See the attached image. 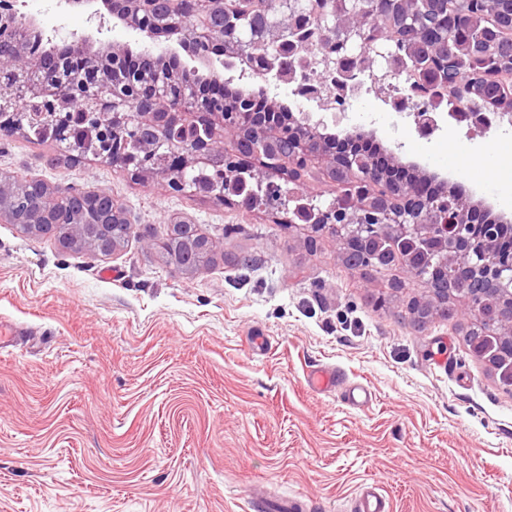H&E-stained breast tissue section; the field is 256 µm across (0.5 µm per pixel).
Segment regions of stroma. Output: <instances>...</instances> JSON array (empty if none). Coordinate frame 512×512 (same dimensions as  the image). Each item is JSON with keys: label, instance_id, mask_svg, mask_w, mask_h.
<instances>
[{"label": "stroma", "instance_id": "1", "mask_svg": "<svg viewBox=\"0 0 512 512\" xmlns=\"http://www.w3.org/2000/svg\"><path fill=\"white\" fill-rule=\"evenodd\" d=\"M47 35L86 15L23 0ZM360 126L403 162L463 184L512 223V149L366 102ZM0 172L104 189L154 238L187 221L213 244L192 272L130 238L112 255L63 249L0 222V512H350L377 482L391 512H512V390L475 358L462 313L416 325L423 293L392 268L362 276L336 238L262 209L65 160L56 143L0 137ZM337 366L372 393L350 407L308 373Z\"/></svg>", "mask_w": 512, "mask_h": 512}]
</instances>
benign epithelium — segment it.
<instances>
[{
    "label": "benign epithelium",
    "instance_id": "1",
    "mask_svg": "<svg viewBox=\"0 0 512 512\" xmlns=\"http://www.w3.org/2000/svg\"><path fill=\"white\" fill-rule=\"evenodd\" d=\"M17 2L0 0V102L32 101L53 141L68 142L75 125L87 124L96 134L94 152L134 179L142 177L143 167L166 147L184 160L183 171L167 182L177 193L188 190L183 172L195 166L212 169L210 191L218 199L226 193L241 194L249 182L252 189L239 201L241 206L294 203L293 213L312 232L308 246L314 247L316 238L326 232L341 233L342 240L353 245L347 256L361 273L397 266L419 281L422 270L450 265L455 269V282L446 288L425 284V295L411 298L407 310L415 321L424 323L448 316V302L461 300L475 323L467 335L485 362L494 368L498 360L512 359V265L502 266L494 259L501 217L479 220V205L455 198L446 187L422 193L419 182L433 180L429 175L397 181L389 170L402 161L393 150L366 167L364 157L353 151L330 153L327 144L332 134L323 115L315 120L310 112H290L283 126L264 122V113L256 112L255 124L244 131L237 127L236 113L224 111L223 101L198 93L201 83H223L224 27L214 26L213 18L224 13H262L268 0H167L165 18L158 15V0H58V6L67 11L83 9L92 23L83 33L63 40L65 53L44 39L36 17L19 13ZM459 17L458 12L448 14L447 36L433 31L425 40L408 44L412 58L424 56L440 65L434 81L428 68L418 63L409 69L411 78L425 89L440 86L431 97V110L419 112L405 97L385 101L392 110L411 117L422 138L440 129L438 105L445 96L456 99L459 107L448 117L473 132L512 125V65L483 76L498 94L482 102V111H476L471 101L457 98L462 87L458 63L472 54L470 40L458 28ZM301 18L288 13L271 25L266 36L238 50L247 61L238 79L258 76L265 84L292 82L295 69L307 60L290 39ZM113 20L148 38L153 48L135 54L102 39L105 24ZM486 21L487 48L512 45L511 24L489 16ZM367 23L364 9L342 15L322 33L328 50L334 53L347 46L352 34ZM179 48L197 62L182 68L192 75L190 81L179 79V73L167 64ZM335 65L344 95L359 93L361 77L372 70L369 62L348 53L338 56ZM202 118L209 122L208 137L189 142L179 137ZM285 132L294 145L286 163L280 149ZM131 134L140 139L141 155L135 167L126 152ZM246 151L259 168L244 176L238 159ZM316 165L341 186L335 202L325 210L303 191L308 172ZM278 178L298 190L284 192ZM16 194L13 177L0 173V220L24 226L59 222L51 210L36 211L31 203L19 202ZM98 194L100 204L90 235L104 245L109 228H118L127 217L112 203L108 191ZM208 243L209 239L188 233L178 237L176 251L199 252Z\"/></svg>",
    "mask_w": 512,
    "mask_h": 512
}]
</instances>
